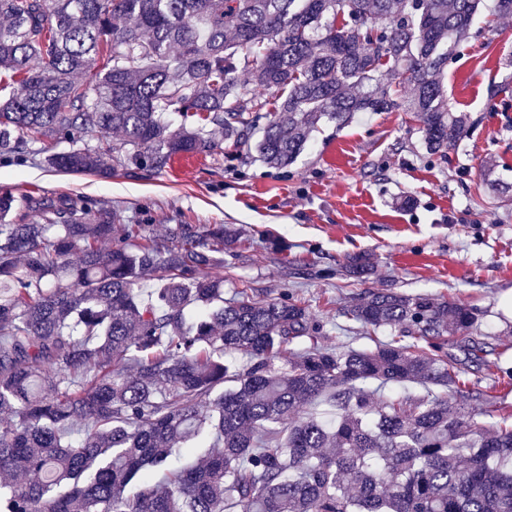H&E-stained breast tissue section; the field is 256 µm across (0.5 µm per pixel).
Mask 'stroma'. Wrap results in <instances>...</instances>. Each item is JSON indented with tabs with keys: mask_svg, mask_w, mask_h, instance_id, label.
<instances>
[{
	"mask_svg": "<svg viewBox=\"0 0 512 512\" xmlns=\"http://www.w3.org/2000/svg\"><path fill=\"white\" fill-rule=\"evenodd\" d=\"M491 3L482 0L470 38L448 62V102L468 123L446 154L427 153L413 114L361 112L340 128L321 123L285 168L241 161L219 133L210 152L159 171L125 160L109 178L57 173L37 156L0 162V187L21 200L105 201L118 241L128 224L161 240L177 224L235 228L240 241L219 268L225 297L246 284L301 301L339 350L394 333L354 331L344 314L351 296L389 288L463 302L476 323L450 353L468 385L512 414V306L504 301L512 295V17L493 15ZM357 256L371 265L359 280L341 272ZM477 342L495 348L490 365L470 363Z\"/></svg>",
	"mask_w": 512,
	"mask_h": 512,
	"instance_id": "obj_1",
	"label": "stroma"
}]
</instances>
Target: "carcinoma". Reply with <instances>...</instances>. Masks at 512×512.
<instances>
[{"mask_svg": "<svg viewBox=\"0 0 512 512\" xmlns=\"http://www.w3.org/2000/svg\"><path fill=\"white\" fill-rule=\"evenodd\" d=\"M480 7L0 0V155L107 178L124 153L154 170L208 151L216 127L284 168L319 122L359 112H414L444 153L467 118L442 74ZM37 208L25 222L0 189V512H512V421L474 423L490 395L433 393L458 383L448 340L471 333L467 305L358 294L349 319L402 334L340 351L286 296L224 298L212 269L233 228L177 224L159 242L129 224L114 245L94 200ZM375 381L426 394L376 402Z\"/></svg>", "mask_w": 512, "mask_h": 512, "instance_id": "carcinoma-1", "label": "carcinoma"}]
</instances>
